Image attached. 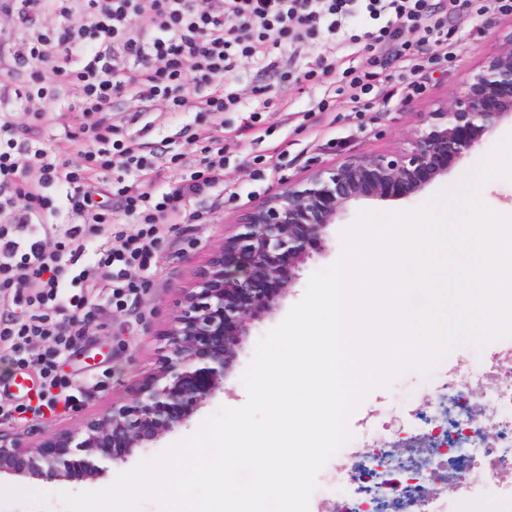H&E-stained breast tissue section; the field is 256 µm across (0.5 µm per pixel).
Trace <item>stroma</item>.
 <instances>
[{
    "label": "stroma",
    "mask_w": 512,
    "mask_h": 512,
    "mask_svg": "<svg viewBox=\"0 0 512 512\" xmlns=\"http://www.w3.org/2000/svg\"><path fill=\"white\" fill-rule=\"evenodd\" d=\"M448 28L457 43L458 57L451 68L427 72L424 94L402 95L401 87L416 75L401 64L391 63L386 73L398 95L389 102H379L365 112L356 111L346 98H337L330 111H317L325 88L301 81L300 74L318 56L335 58L337 70L364 63L355 48L331 44H306L296 54L284 58L280 73H259L252 63H245L234 76L247 108H254L255 87H263L272 103L271 111L259 114L251 131H242L244 115H224V189L197 196L192 206L202 214L200 223L182 224L166 221L161 226L163 243L150 269L138 273L141 283L135 296L124 306H113L104 283L89 289V303L82 312L84 334L79 343L60 359L61 370L74 385V398L68 405L57 406L40 417L0 423V431L25 440H37L60 431L78 428L85 420L96 417L113 402L129 399L134 389L155 367L160 356L161 332L173 313L175 290L190 285L197 269L207 260L236 222L239 212L260 203L265 196L281 187L285 180L308 172L313 164H331L342 157L362 152L390 153L403 147L411 131L429 111L431 102L444 98L458 86L466 72L493 54L504 35L512 31V15L491 11L478 17L459 9L448 19ZM22 28H0V116L16 119V140L34 139L56 155L74 158L76 147L86 138L80 119L66 112L64 102L54 97V83L38 80L30 68L18 65L16 56L26 50ZM42 90V106L49 108V118L23 111L18 94L24 90ZM150 133L141 154L154 170L156 193L189 174V164L201 144L195 134L208 130L206 113L185 114L151 112L145 115ZM504 123L471 156L454 164L447 176L438 178L419 195L407 200H362L352 204L327 229L325 245L313 251L299 270V278L278 301L274 313L256 323L245 336L227 382L228 392L205 404L182 427L168 432L151 447L139 450L124 463L113 467L103 478L93 481L46 484L18 476H0V512H64L57 494L61 491L81 493L110 486L118 477L132 470L140 461L151 459L173 443L194 433L202 421L220 408H237L247 401L242 375L250 363L258 340L278 325L290 308L304 296L310 276L331 263L340 254V232L353 222L359 211H403L416 208L438 194H452L459 188L463 175L479 166L493 146L508 132ZM478 351L468 345L453 347L431 374L409 372L391 388L370 392L350 426H357L361 416L372 414L387 402L406 403L426 399L433 385L449 364L469 360Z\"/></svg>",
    "instance_id": "obj_1"
}]
</instances>
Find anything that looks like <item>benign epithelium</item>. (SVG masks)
<instances>
[{
  "mask_svg": "<svg viewBox=\"0 0 512 512\" xmlns=\"http://www.w3.org/2000/svg\"><path fill=\"white\" fill-rule=\"evenodd\" d=\"M512 122V32L431 109L394 153H359L290 178L240 212L236 233L215 247L162 332L157 367L132 398L82 426L37 443L0 432V474L51 483L96 480L186 424L218 392L253 323L298 279L326 228L361 199H409L483 137Z\"/></svg>",
  "mask_w": 512,
  "mask_h": 512,
  "instance_id": "1",
  "label": "benign epithelium"
}]
</instances>
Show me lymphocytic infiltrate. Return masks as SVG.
Here are the masks:
<instances>
[{
    "label": "lymphocytic infiltrate",
    "instance_id": "lymphocytic-infiltrate-1",
    "mask_svg": "<svg viewBox=\"0 0 512 512\" xmlns=\"http://www.w3.org/2000/svg\"><path fill=\"white\" fill-rule=\"evenodd\" d=\"M81 8L54 6L49 0H0V15L16 19L33 44L20 53L21 64L66 77L68 109L80 113L89 131L81 154L85 161L115 172V204L138 220L133 233L116 232L103 242L95 267L82 265L86 242L99 238L111 221L96 201L92 178L77 164L49 154L28 142H17L14 119H0V292H11L21 316L0 318V344L10 345L18 368L37 367L42 385L35 402L0 400V420L40 414L47 393H65L70 381L56 369L58 358L81 336L78 327L61 329L64 310L80 314L88 302L86 290L93 274L108 278L115 302L139 286L132 273L150 268L161 242L160 226L169 214L183 222L197 220L191 198L224 182V150L209 138L192 161L189 180L155 194L141 145L130 139L112 142L113 126L103 124L115 97L139 104L132 122L157 105L178 107L187 102L183 91L192 86L201 95L194 108L212 115L236 111L241 94L224 80L245 62L273 72L278 54L297 50L304 41L337 39L347 20L366 16L378 23L358 42L366 63L337 71L336 63L319 57L303 72L307 82L326 83L318 104L329 111L335 97H347L359 111L389 96L380 75L389 61L408 63L411 71L448 67L455 52L448 34L449 11L463 7L480 15L494 9L512 15V0H448L434 9L430 0H79ZM413 33L415 41L404 40ZM134 184H127V176ZM65 184L71 209L89 221L65 228L54 244L39 240L40 222L53 209L41 187ZM50 342L49 351L30 357L28 346Z\"/></svg>",
    "mask_w": 512,
    "mask_h": 512
}]
</instances>
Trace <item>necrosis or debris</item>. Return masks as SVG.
<instances>
[{
    "instance_id": "obj_1",
    "label": "necrosis or debris",
    "mask_w": 512,
    "mask_h": 512,
    "mask_svg": "<svg viewBox=\"0 0 512 512\" xmlns=\"http://www.w3.org/2000/svg\"><path fill=\"white\" fill-rule=\"evenodd\" d=\"M436 402L376 410L336 454L335 512H480L486 499L512 497V350L449 370ZM423 437L438 448L428 463L389 460L388 446Z\"/></svg>"
}]
</instances>
